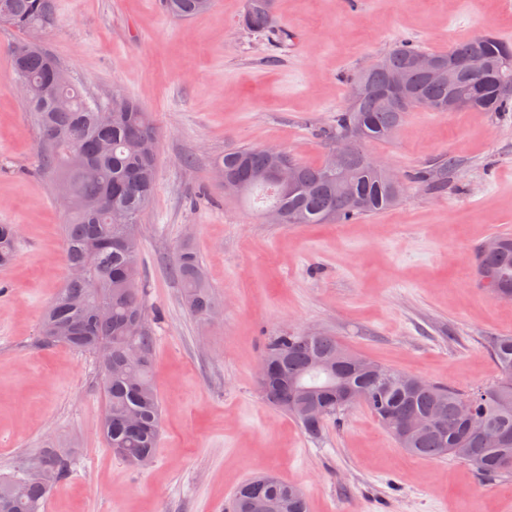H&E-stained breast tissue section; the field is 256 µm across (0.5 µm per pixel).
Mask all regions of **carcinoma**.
<instances>
[{"label": "carcinoma", "instance_id": "1", "mask_svg": "<svg viewBox=\"0 0 512 512\" xmlns=\"http://www.w3.org/2000/svg\"><path fill=\"white\" fill-rule=\"evenodd\" d=\"M163 10L178 18L204 10L199 0H161ZM54 0H0V23L20 31L46 27L53 19ZM242 22L261 33L274 24L273 0H247ZM422 50L402 46L350 82L356 94L337 112L332 137L360 127L361 140L353 145L345 169L331 178L322 165L292 162L301 190L288 195L270 184H257L253 172L267 163L261 148H236L224 152L218 165L226 171V194L262 201L260 212L277 207L286 224L343 223L381 213L403 197L405 183H394L369 167L364 145L392 137L406 115L416 108L446 112L448 95L462 102L463 110L512 112V94L502 85L512 82V44L492 35L456 44L435 57L445 67L471 54H482L489 70L459 83L436 82L414 65ZM62 66L44 48L30 50L14 66L16 82L26 85V102L41 133L44 170L53 178L64 202V244L68 268H80L84 277L68 278L48 306L40 327L43 343L62 344L92 352L106 397L102 430L109 448L133 468L153 459L159 446L161 405L152 379L155 336L146 324L143 287L138 265V218L154 191L156 158L144 144L158 139L149 114L134 99L117 93L112 101L119 111L112 122L99 121L101 108L91 103L75 84H61ZM394 71L407 75L411 103L400 106L382 92ZM448 167L421 170L412 176L417 184L439 188ZM494 247H482L476 256L480 280L496 295L512 296V234L493 235ZM19 245L15 224H0V267L9 265ZM183 290L189 310L204 319L215 308L211 287L202 275L189 245L180 248L171 268ZM98 283L92 295L86 280ZM499 373L490 386L462 391L432 381L409 387L388 385L380 374L390 368L375 365L377 374L356 370L348 384L390 434H395L407 414L440 417L441 424L420 431L399 447L418 457H451L484 477L511 474L504 462L512 461V336H496L488 345ZM263 357L277 374L297 387L298 410L293 417L311 437L320 435L326 421L337 415L336 374L332 365L356 354L326 333H284L269 343ZM72 474L71 460L53 448L44 450L35 468L22 467L14 479L0 481V512H41L54 485ZM288 498L291 512H307L303 493L269 473L258 474L238 488L233 512H276V503Z\"/></svg>", "mask_w": 512, "mask_h": 512}]
</instances>
